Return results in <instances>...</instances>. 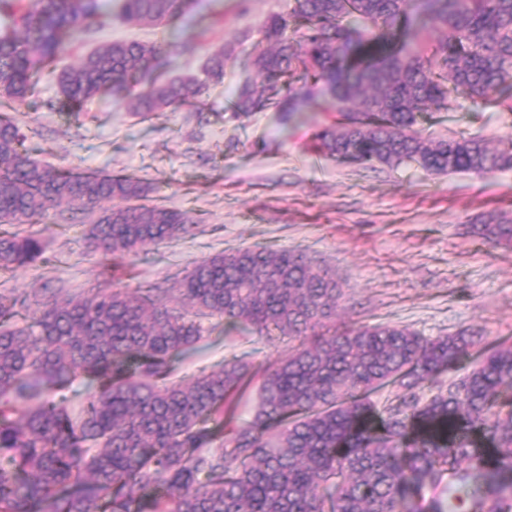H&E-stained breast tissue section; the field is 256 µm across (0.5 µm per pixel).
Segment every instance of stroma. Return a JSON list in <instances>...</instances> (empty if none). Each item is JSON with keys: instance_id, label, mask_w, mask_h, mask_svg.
<instances>
[{"instance_id": "35a3bbf8", "label": "stroma", "mask_w": 512, "mask_h": 512, "mask_svg": "<svg viewBox=\"0 0 512 512\" xmlns=\"http://www.w3.org/2000/svg\"><path fill=\"white\" fill-rule=\"evenodd\" d=\"M287 4L193 0L186 15L161 29L116 21L93 35L72 32L68 62L116 40L162 39L168 75L199 81L207 57L225 49L223 83L146 118L102 94L73 119L59 107L52 74L14 114L34 157L79 173L136 176L154 186L157 203L197 216L198 231L135 257L106 259L82 238L96 213L63 205L31 227L45 245L44 260L1 275L0 291L81 292L100 283L108 266L116 283L133 290L229 248L298 247L335 273L344 293L342 323L402 324L426 337L464 330L485 345L512 342V247L466 232L491 215L512 218V168L443 176L414 165L393 170L323 159L313 136L337 114L320 98L287 118L273 108L233 114L261 25ZM422 126L434 137L476 135L495 146L512 138V111L477 110L463 99ZM294 347L285 338L233 331L203 339L181 369L191 373L246 352L259 370Z\"/></svg>"}]
</instances>
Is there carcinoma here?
I'll use <instances>...</instances> for the list:
<instances>
[{
  "label": "carcinoma",
  "instance_id": "cac0c4a2",
  "mask_svg": "<svg viewBox=\"0 0 512 512\" xmlns=\"http://www.w3.org/2000/svg\"><path fill=\"white\" fill-rule=\"evenodd\" d=\"M186 7L121 0L112 14L100 0H0L14 27L0 35V104L25 103L50 67L76 121L104 92L144 117L189 102L205 84L162 79L158 42L112 41L57 67L76 29L94 34L114 18L160 26ZM262 33L235 115L290 114L323 95L340 115L315 135L327 158L448 175L512 168V144L417 128L461 98L512 111V0H291ZM204 70L223 82L224 49ZM151 191L132 176L35 160L1 112L0 273L43 256L21 226L63 203H109L84 234L106 258L193 236L194 216L140 203ZM471 231L512 245L510 220ZM167 282L130 292L107 279L30 303L0 293V512H512V343L475 353L464 333L339 331L336 275L296 250L237 248ZM204 318L218 319L212 331L301 338L265 366L243 424L233 417L250 385L244 358L173 379ZM465 360L462 377L439 380ZM78 376L94 391L75 414L67 391ZM388 387L383 404L371 399Z\"/></svg>",
  "mask_w": 512,
  "mask_h": 512
}]
</instances>
